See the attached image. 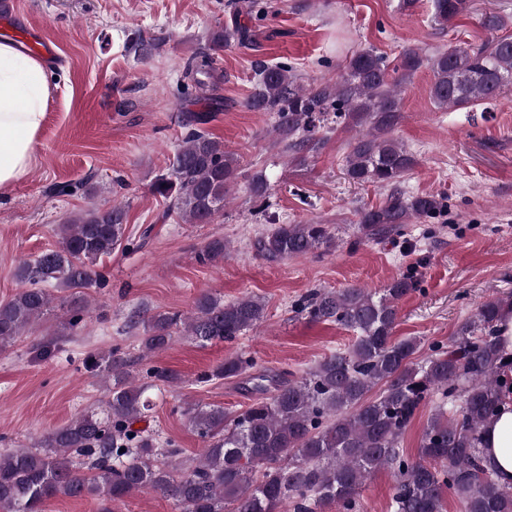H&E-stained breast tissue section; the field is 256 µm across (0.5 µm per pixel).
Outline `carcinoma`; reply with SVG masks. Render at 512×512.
<instances>
[{
    "mask_svg": "<svg viewBox=\"0 0 512 512\" xmlns=\"http://www.w3.org/2000/svg\"><path fill=\"white\" fill-rule=\"evenodd\" d=\"M469 0H431V22L443 30L466 13ZM487 41L455 46L426 56L404 50L392 66L385 55L364 49L345 60L334 83L303 85L285 65H256L257 81L245 102L254 112L277 114L275 132L296 160L315 150V129L350 119L360 131L349 144L346 175L384 190L382 202L362 212L360 238L378 240L406 224L432 219L448 209L445 197L409 195L401 183L415 158L394 139L403 118L400 87L421 67L433 75L430 97L440 109L479 105L512 91V36H498L499 16L483 20ZM252 39L245 26L213 34L217 48ZM186 74L199 87L210 76L206 62L189 61ZM189 117L182 143L151 190L172 212L191 224H209L224 209L238 160ZM126 211L119 205L88 210L62 224L54 248L20 263V288L0 302V349L25 335L55 309L72 331L84 326L90 307L72 291L97 284L94 267L112 251L130 248ZM335 239L328 224H276L253 247L268 261L304 256ZM411 274L372 291L351 286L318 289L295 305L312 323H335L356 333L354 343L336 351L297 378L252 373L243 354L202 374L198 381L238 379L252 402L238 413L215 404L189 403L188 426L204 448L181 458L172 441L139 426L148 404L143 387L131 379L117 348L91 355L86 367L106 371L110 381L102 414H81L44 434L32 448L0 450V512H41L45 501L64 495L91 497L102 512L137 493H159L177 512H318L334 504L354 512L366 481L387 469L395 477L393 512H444L454 496L462 512H512V488L499 484L482 460L481 429L498 405L497 377L505 365L496 338L512 295L483 303L459 325L448 343H436L420 361L415 339H393L397 304L417 289ZM266 304L259 297L224 302L203 293L190 316L178 312L140 315L147 352L167 348L181 333L199 343L232 340L259 325ZM380 388L374 398L368 393ZM424 406L431 415L419 458L411 461L402 437Z\"/></svg>",
    "mask_w": 512,
    "mask_h": 512,
    "instance_id": "obj_1",
    "label": "carcinoma"
}]
</instances>
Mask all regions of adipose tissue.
<instances>
[{
  "instance_id": "ef3b65f1",
  "label": "adipose tissue",
  "mask_w": 512,
  "mask_h": 512,
  "mask_svg": "<svg viewBox=\"0 0 512 512\" xmlns=\"http://www.w3.org/2000/svg\"><path fill=\"white\" fill-rule=\"evenodd\" d=\"M50 91L41 58L0 40V189L30 166ZM483 463L500 484L512 487V383L497 415L483 428Z\"/></svg>"
}]
</instances>
